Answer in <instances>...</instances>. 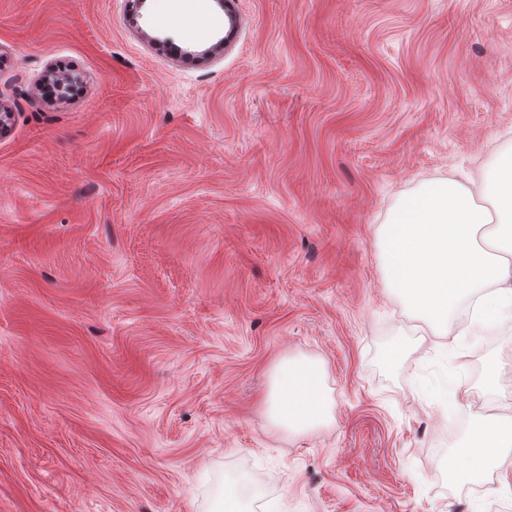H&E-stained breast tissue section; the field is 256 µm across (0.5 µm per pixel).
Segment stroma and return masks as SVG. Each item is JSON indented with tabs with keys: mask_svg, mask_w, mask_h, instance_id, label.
Wrapping results in <instances>:
<instances>
[{
	"mask_svg": "<svg viewBox=\"0 0 512 512\" xmlns=\"http://www.w3.org/2000/svg\"><path fill=\"white\" fill-rule=\"evenodd\" d=\"M234 2L0 0V512H209L230 475L251 512H512L437 469L512 417V319L438 335L375 238L512 153V0ZM286 355L333 425H271Z\"/></svg>",
	"mask_w": 512,
	"mask_h": 512,
	"instance_id": "stroma-1",
	"label": "stroma"
}]
</instances>
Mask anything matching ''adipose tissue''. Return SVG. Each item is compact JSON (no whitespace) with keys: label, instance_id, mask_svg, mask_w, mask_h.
I'll list each match as a JSON object with an SVG mask.
<instances>
[{"label":"adipose tissue","instance_id":"obj_1","mask_svg":"<svg viewBox=\"0 0 512 512\" xmlns=\"http://www.w3.org/2000/svg\"><path fill=\"white\" fill-rule=\"evenodd\" d=\"M376 237L384 279L417 319L447 332L467 300L473 322L498 323L512 307V155L500 156L474 187L437 179L401 196ZM264 406L286 432L328 423L322 363L281 359ZM510 459L512 417L480 414L440 469L480 483Z\"/></svg>","mask_w":512,"mask_h":512}]
</instances>
